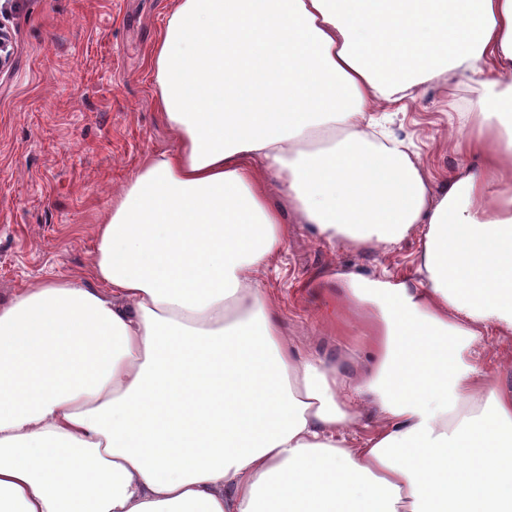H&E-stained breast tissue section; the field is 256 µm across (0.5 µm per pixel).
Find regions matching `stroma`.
<instances>
[{
	"mask_svg": "<svg viewBox=\"0 0 512 512\" xmlns=\"http://www.w3.org/2000/svg\"><path fill=\"white\" fill-rule=\"evenodd\" d=\"M173 0H0L12 58L0 70V302L38 281L87 279L96 225L112 196L151 152L175 136L155 103L148 58ZM477 91L431 86L398 115L396 131L442 187L458 167L443 137ZM411 236L382 252L329 246L291 229L277 266L257 282L277 299L300 350L354 368L368 360L364 325L314 288L325 273H411Z\"/></svg>",
	"mask_w": 512,
	"mask_h": 512,
	"instance_id": "1",
	"label": "stroma"
}]
</instances>
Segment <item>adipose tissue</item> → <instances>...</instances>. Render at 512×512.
Here are the masks:
<instances>
[{"instance_id":"adipose-tissue-1","label":"adipose tissue","mask_w":512,"mask_h":512,"mask_svg":"<svg viewBox=\"0 0 512 512\" xmlns=\"http://www.w3.org/2000/svg\"><path fill=\"white\" fill-rule=\"evenodd\" d=\"M149 69L176 147L113 195L97 288L0 304V512H512L484 352L512 339V0H174ZM428 83L482 90L438 191L374 117ZM292 219L420 241L415 276L316 282L364 318L360 372L294 348L252 279Z\"/></svg>"}]
</instances>
